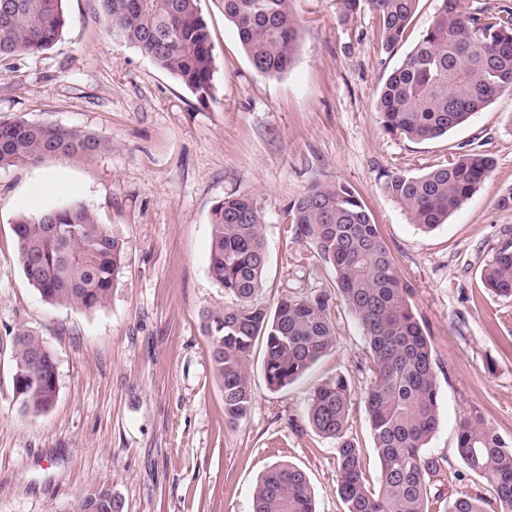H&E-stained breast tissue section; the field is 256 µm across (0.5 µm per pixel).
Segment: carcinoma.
Listing matches in <instances>:
<instances>
[{"instance_id": "cac0c4a2", "label": "carcinoma", "mask_w": 512, "mask_h": 512, "mask_svg": "<svg viewBox=\"0 0 512 512\" xmlns=\"http://www.w3.org/2000/svg\"><path fill=\"white\" fill-rule=\"evenodd\" d=\"M63 0H0V60L50 48L66 18ZM198 0H97L106 31L137 47L193 94L212 96L214 47ZM224 18L237 30L252 64L278 76L293 63L298 21L291 0H223ZM434 19L387 78L375 100L389 135L431 140L466 123L501 93L512 91V6L471 11L468 0H439ZM349 21L367 6L389 49L403 38L419 0H337ZM108 147L98 136L24 118L0 122V167L46 156L91 157ZM493 159L466 152L420 176L396 171L384 189L406 209L411 223L432 230L488 178ZM297 239L309 242L336 274L337 293L367 337L371 374L364 405L377 458V480L364 470L363 450L345 437L351 402L346 376L318 384L307 419L319 435L337 440L338 494L344 512H484V497L445 500L432 492L453 480L446 459L426 445L440 426L433 348L415 312L413 289L400 275L377 225L344 183L311 184L287 210ZM264 216L258 199L229 196L211 212L209 273L224 288V307L201 313L214 376L224 392V415L234 423L252 403L249 357L264 343V377L277 391L299 380L336 344L327 294H286L274 312L254 303L265 269ZM16 261L25 278L51 304L80 310L104 307L123 269L120 238L81 203L22 214L12 227ZM491 293L512 298V243L503 244L482 270ZM13 339V394L22 411L40 416L53 405L54 356L42 338L21 326ZM456 452L468 471L487 480L500 512H512V447L482 413L463 415ZM91 488L78 512H118ZM254 512H315L305 473L287 463L270 466L253 495Z\"/></svg>"}]
</instances>
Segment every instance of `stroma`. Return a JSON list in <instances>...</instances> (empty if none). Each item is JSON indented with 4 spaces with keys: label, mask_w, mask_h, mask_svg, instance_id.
<instances>
[{
    "label": "stroma",
    "mask_w": 512,
    "mask_h": 512,
    "mask_svg": "<svg viewBox=\"0 0 512 512\" xmlns=\"http://www.w3.org/2000/svg\"><path fill=\"white\" fill-rule=\"evenodd\" d=\"M439 0H420L402 42L382 43L376 16L340 22L336 0H293L299 42L287 72L269 77L247 58L221 0H198L216 57L213 97L199 99L136 47L106 33L95 0H65L66 25L49 49L0 62V121L81 129L109 143L93 157L48 156L0 167V512H76L85 493L111 486L122 512H253L257 480L286 462L307 476L316 512H344L335 440L307 421L310 395L341 374L351 387L347 435L378 475L362 396L367 347L344 305L337 342L307 373L273 391L264 348L248 371L252 405L224 418L201 313L224 305L209 273L215 204L249 193L264 215L266 266L255 302L274 309L290 292H336L334 270L287 234L289 205L315 181L349 184L370 212L432 343L441 425L428 444L485 493L455 453L471 409L512 444V298L493 296L481 271L512 242V92L447 136L387 134L377 94L428 29ZM495 162L480 190L439 227L420 230L384 190L389 173L418 176L452 154ZM58 172L71 191L53 204L93 209L123 242L124 269L103 308L44 302L15 262L12 225L28 185ZM26 327L51 349L57 393L50 410L24 414L12 392L13 333Z\"/></svg>",
    "instance_id": "1"
}]
</instances>
